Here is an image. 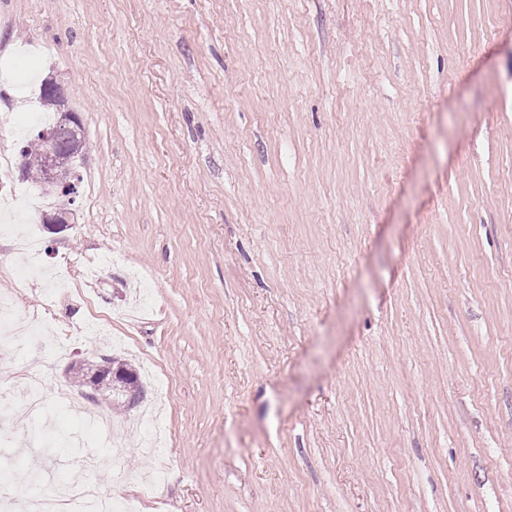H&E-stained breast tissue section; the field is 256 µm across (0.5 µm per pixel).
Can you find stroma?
Wrapping results in <instances>:
<instances>
[{
  "instance_id": "1",
  "label": "stroma",
  "mask_w": 512,
  "mask_h": 512,
  "mask_svg": "<svg viewBox=\"0 0 512 512\" xmlns=\"http://www.w3.org/2000/svg\"><path fill=\"white\" fill-rule=\"evenodd\" d=\"M0 113L52 76L87 139L93 283L0 291L45 320L0 390L74 389L0 493L63 490L121 422L71 366L117 357L158 404L96 471L135 512H512V0H0Z\"/></svg>"
}]
</instances>
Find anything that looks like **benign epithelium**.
I'll list each match as a JSON object with an SVG mask.
<instances>
[{
	"instance_id": "benign-epithelium-1",
	"label": "benign epithelium",
	"mask_w": 512,
	"mask_h": 512,
	"mask_svg": "<svg viewBox=\"0 0 512 512\" xmlns=\"http://www.w3.org/2000/svg\"><path fill=\"white\" fill-rule=\"evenodd\" d=\"M57 109L61 115L59 126L41 132L47 144V186L52 191H60V194L68 196L72 194V187L68 183L56 180L57 170L70 164L73 157L80 153V135L82 125L77 114L67 107L65 98L61 97L57 102ZM74 213L71 209L63 207L52 213L42 216V225L50 234L56 235L65 231L69 224L73 223Z\"/></svg>"
}]
</instances>
